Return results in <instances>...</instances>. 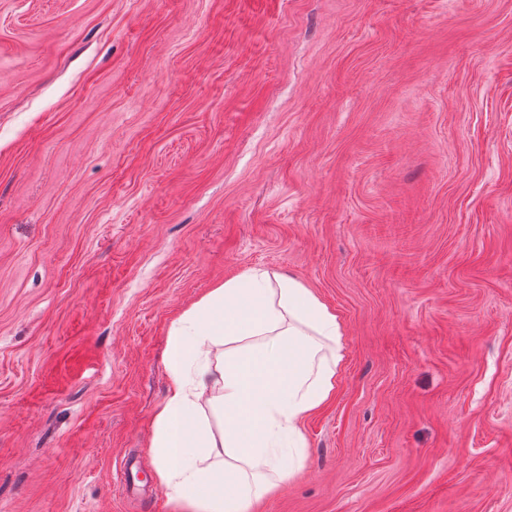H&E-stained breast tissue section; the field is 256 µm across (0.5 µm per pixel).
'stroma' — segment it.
Returning <instances> with one entry per match:
<instances>
[{
    "label": "stroma",
    "mask_w": 512,
    "mask_h": 512,
    "mask_svg": "<svg viewBox=\"0 0 512 512\" xmlns=\"http://www.w3.org/2000/svg\"><path fill=\"white\" fill-rule=\"evenodd\" d=\"M252 268L345 359L251 512H512V0H0V512H180L169 328ZM139 473L140 471L135 468L133 462L128 459L122 461L117 478L125 497L129 498L135 493L139 482Z\"/></svg>",
    "instance_id": "1"
}]
</instances>
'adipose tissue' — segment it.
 Masks as SVG:
<instances>
[{
    "instance_id": "1",
    "label": "adipose tissue",
    "mask_w": 512,
    "mask_h": 512,
    "mask_svg": "<svg viewBox=\"0 0 512 512\" xmlns=\"http://www.w3.org/2000/svg\"><path fill=\"white\" fill-rule=\"evenodd\" d=\"M336 314L291 276L252 269L224 281L173 322L172 387L153 420L150 454L170 500L187 512H250L292 476L305 417L336 391L343 360ZM218 401L215 434L204 402Z\"/></svg>"
}]
</instances>
